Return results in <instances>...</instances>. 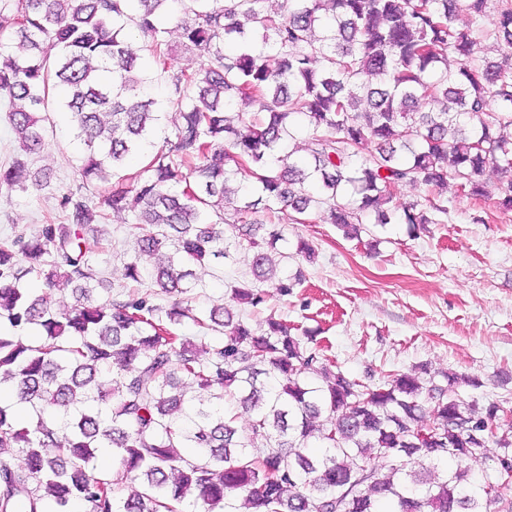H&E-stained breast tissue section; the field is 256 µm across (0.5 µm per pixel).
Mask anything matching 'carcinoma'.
Instances as JSON below:
<instances>
[{
    "label": "carcinoma",
    "instance_id": "1",
    "mask_svg": "<svg viewBox=\"0 0 512 512\" xmlns=\"http://www.w3.org/2000/svg\"><path fill=\"white\" fill-rule=\"evenodd\" d=\"M264 2L0 0V33L15 40L0 45V98L22 152L0 165V191L44 186L25 157L42 148L51 92L84 152L78 185L57 196L62 218L0 239V384L16 393L0 401V448L26 460L19 470L0 455V512H186L190 497L201 512H512L497 468L512 461V425H499V403L463 399L478 380L448 372L439 388L413 370L363 385L315 337L272 318L256 329L224 304L199 315L189 297L191 265L229 257L224 208L241 175L258 197L232 219L249 232L261 211L304 215L313 202L351 237L363 224H435L450 180L512 208V5L287 0L278 14ZM173 5L196 71L170 66ZM459 12L477 26L493 14L500 58L476 59ZM153 65L178 113L159 147L164 104L144 91ZM422 102L441 107L420 112ZM296 116L311 135L306 156L289 148ZM367 140L376 152L353 164ZM147 147V164L121 174ZM406 183L433 192L393 203ZM122 212L134 217L130 286L100 301L103 244L86 229ZM281 239L272 231L250 247L256 276L286 296L298 282L274 278ZM164 251L146 281L143 263ZM61 279L74 285L64 312L52 306ZM161 294L178 299L164 307ZM231 300L265 296L234 287ZM186 320L202 335L182 334ZM210 331L222 339L203 341ZM491 443L493 465L472 477ZM129 481L142 490L126 497Z\"/></svg>",
    "mask_w": 512,
    "mask_h": 512
}]
</instances>
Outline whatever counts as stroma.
<instances>
[{
	"label": "stroma",
	"instance_id": "obj_1",
	"mask_svg": "<svg viewBox=\"0 0 512 512\" xmlns=\"http://www.w3.org/2000/svg\"><path fill=\"white\" fill-rule=\"evenodd\" d=\"M42 115L45 145L34 167L49 174L42 190L0 194V237L32 230L55 205L57 191L75 186L80 146L57 100ZM448 213L440 223L409 229L405 224H370L360 239L346 238L321 223L310 209L297 223L288 207L275 217L289 243L309 240L313 259L290 257L277 276L302 275L289 296L269 294L257 309L239 305L250 322L275 315L292 335L313 330L337 366L351 379L372 384L415 366L435 373L475 377L465 399L496 400L512 411V210L494 200H473L455 187L444 194ZM111 244L95 261L112 286L123 281V266L134 254L127 215L103 227ZM232 259L195 266L192 305L204 311L228 303L231 288L267 291L252 266V251L237 228L225 226Z\"/></svg>",
	"mask_w": 512,
	"mask_h": 512
}]
</instances>
